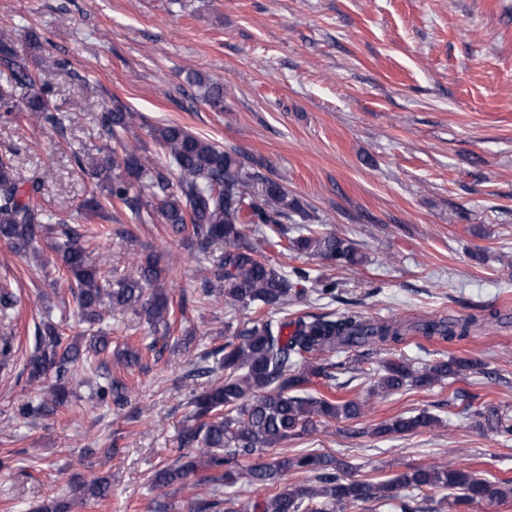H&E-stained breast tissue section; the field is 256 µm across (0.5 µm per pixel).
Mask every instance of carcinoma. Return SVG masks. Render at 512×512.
Wrapping results in <instances>:
<instances>
[{
    "label": "carcinoma",
    "instance_id": "cac0c4a2",
    "mask_svg": "<svg viewBox=\"0 0 512 512\" xmlns=\"http://www.w3.org/2000/svg\"><path fill=\"white\" fill-rule=\"evenodd\" d=\"M35 65L17 50L11 32L0 29V108L20 112L32 121L56 123L47 89L32 71ZM195 84L205 88L204 98L210 106H223L220 87L199 75ZM139 119L140 115L119 103L102 116L105 136L124 154V171L115 172L114 159H78L95 180V188L105 194L102 200L92 196L85 211L108 219L107 207L117 202L140 224L148 223L157 213L178 235L191 226V245L209 256L213 268V277L201 284V294L221 298L232 309L262 311V316L243 322L224 345L211 352L217 357V367L195 369L208 375L222 370L224 378L190 400L192 424L180 435L181 446L193 450L190 460L160 468L151 477L153 490L162 498L157 503L159 512L173 509L163 501L169 496L166 489L184 486L189 475L197 473L202 474L200 481L215 490L239 481L264 488L262 499L245 506L249 512H344L350 505L370 502L391 506L396 512H417L411 495L398 494L401 489L451 490L454 499L448 502L450 507L512 496V486L492 484L450 464L409 468L392 480L375 483L352 478L348 462L325 454L274 453L265 462L246 463L258 452L317 431L321 424L362 415L363 404L356 400H333L305 391L312 379L332 380L336 371L344 369V363L332 361L333 355L366 346L398 345L410 335L441 343L463 340L476 321L463 317L380 322L357 311L288 313V305L308 295L300 283L309 281V272L299 267L285 271L260 257L246 231L251 224L280 226L310 221L313 216L278 180L251 168L240 154L174 122L147 125L150 139L171 167L169 174H164L128 142ZM38 190L37 179L23 189L12 159L0 156V240L18 253L36 254L40 240L60 233L68 242L57 257L76 287L74 297L82 320L94 324L104 312L131 313L155 331L168 327L174 308L157 264L148 259L138 266L135 276H105L74 230L63 220L52 222L38 207L34 201ZM285 250L321 256L341 267L365 261L352 240L311 230L287 239ZM19 303L14 292L1 288L0 319H10ZM37 341V351L26 370L29 382L42 386V396L37 405L25 407V414L50 415L69 406L71 399H80L71 387V370L86 360V354L107 352L109 340L103 334L83 343L70 340L60 325L46 322L37 328ZM483 369L478 360L454 357L422 368L408 360H388L375 381L374 393L426 387L467 370ZM131 393V388L110 374L96 389L100 402H110L117 409L128 404ZM480 417L497 435L512 436V417L499 407H484ZM436 422L424 410L395 417L373 428L371 434H407ZM290 473L309 474L312 482L286 487L282 481ZM110 487L107 477L82 481L76 487L79 496L67 500L49 497L36 512H77L91 502L106 500Z\"/></svg>",
    "mask_w": 512,
    "mask_h": 512
}]
</instances>
